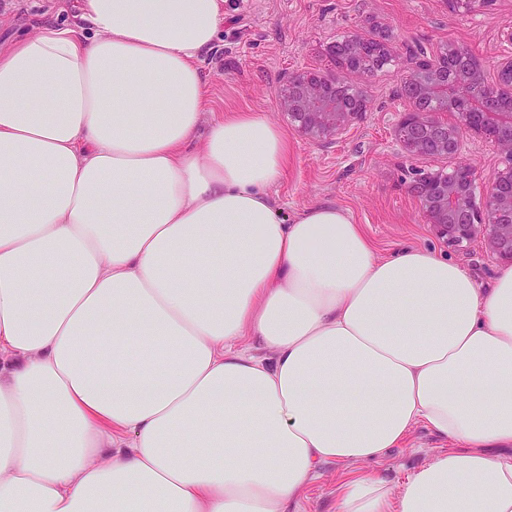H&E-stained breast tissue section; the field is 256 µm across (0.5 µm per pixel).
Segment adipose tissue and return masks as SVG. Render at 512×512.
<instances>
[{
  "mask_svg": "<svg viewBox=\"0 0 512 512\" xmlns=\"http://www.w3.org/2000/svg\"><path fill=\"white\" fill-rule=\"evenodd\" d=\"M224 0H81L0 50V512H512V266L285 223L284 132L204 121ZM265 357L250 354V347ZM423 425L439 453L380 465ZM357 466L330 463L322 467L320 477L311 482L300 498L298 512H335L336 481L347 472L360 470Z\"/></svg>",
  "mask_w": 512,
  "mask_h": 512,
  "instance_id": "obj_1",
  "label": "adipose tissue"
}]
</instances>
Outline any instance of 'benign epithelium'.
<instances>
[{
    "label": "benign epithelium",
    "mask_w": 512,
    "mask_h": 512,
    "mask_svg": "<svg viewBox=\"0 0 512 512\" xmlns=\"http://www.w3.org/2000/svg\"><path fill=\"white\" fill-rule=\"evenodd\" d=\"M458 15L487 10L493 0H445ZM400 46L383 37L350 32L331 53L339 73L300 70L286 78L281 111L314 145L332 144L351 131L368 111L367 81L393 61ZM496 80L484 81L469 49L444 42L413 58L398 97L410 108L399 113L393 135L412 159H445L448 167L415 173L409 191L424 222L450 245L481 240L487 252L512 263V54L495 65ZM481 140L499 157V166L480 179L470 163L458 161L466 142Z\"/></svg>",
    "instance_id": "obj_1"
}]
</instances>
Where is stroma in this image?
Returning <instances> with one entry per match:
<instances>
[{"label":"stroma","mask_w":512,"mask_h":512,"mask_svg":"<svg viewBox=\"0 0 512 512\" xmlns=\"http://www.w3.org/2000/svg\"><path fill=\"white\" fill-rule=\"evenodd\" d=\"M78 7L79 0H0V45L46 23L73 22ZM510 29L512 0H494L473 17L449 12L444 0H224L221 33L202 62L209 114L251 111L286 130L288 163L269 190L286 221L311 207L333 205L361 225L378 256L407 248L431 250L487 288L500 262L481 243L457 247L436 237L407 191L415 171L440 163L402 152L392 127L406 105L394 92L410 66L408 50L417 44H464L480 62L485 80H494L491 62L506 52L502 34ZM349 30L386 36L406 51L368 82L369 109L356 128L336 143L317 146L292 131L279 108L283 77L306 68L334 69L329 47ZM445 446L432 431L417 426L390 450L383 473L399 483ZM346 471L336 463L324 465L303 493L298 512H336V482Z\"/></svg>","instance_id":"stroma-1"}]
</instances>
